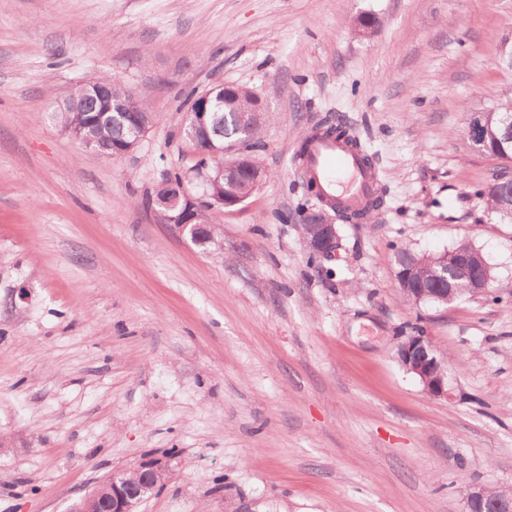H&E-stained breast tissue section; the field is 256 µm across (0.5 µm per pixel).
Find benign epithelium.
Segmentation results:
<instances>
[{"mask_svg": "<svg viewBox=\"0 0 512 512\" xmlns=\"http://www.w3.org/2000/svg\"><path fill=\"white\" fill-rule=\"evenodd\" d=\"M98 98L100 107L113 112L119 135L112 143V157H121L137 148L146 138L153 117L140 106L134 95L116 97L112 88L101 85L97 80L87 81L66 98V105L73 108L88 96ZM198 106L203 109L188 132L196 140L208 135L206 110L217 102L215 92L208 89L196 95ZM252 103L237 119L238 127L246 132L258 126L260 114L267 111L264 100L251 93ZM492 113H476L471 119L467 138L471 147L482 154L507 157L512 151V108L497 113V133L490 140L487 130L488 118ZM218 173L224 182L235 184L245 181L250 192H255L263 183L265 171L250 154L239 152L231 159L220 163ZM500 204L498 210L504 216L512 217V181L497 183ZM201 196H196L184 185L172 187L160 181L151 194L149 211L179 233L199 243L214 235L208 225L196 223L201 205ZM314 220L303 225L304 239L309 253L321 260H334L340 248V238L334 219L325 209L312 211ZM396 277L405 300L419 305L430 300L439 304L461 292L471 296L486 294L492 281L491 269L482 252L475 248L452 249L438 256L437 269L431 276L420 274V260L414 255L399 258ZM397 358L403 368L414 374L425 392L434 398H448V363L439 356L430 337L425 335L406 336L397 348ZM170 462L163 459L143 461L131 470L112 472L102 480L95 490L74 504L71 512H135L138 504L156 493L169 471ZM465 512H512V498L493 497L489 489L474 485L466 495Z\"/></svg>", "mask_w": 512, "mask_h": 512, "instance_id": "benign-epithelium-1", "label": "benign epithelium"}]
</instances>
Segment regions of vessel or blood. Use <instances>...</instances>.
<instances>
[{
    "label": "vessel or blood",
    "mask_w": 512,
    "mask_h": 512,
    "mask_svg": "<svg viewBox=\"0 0 512 512\" xmlns=\"http://www.w3.org/2000/svg\"><path fill=\"white\" fill-rule=\"evenodd\" d=\"M302 171L325 200L346 210L362 209L377 191L375 169L365 167L343 140L318 129L306 136Z\"/></svg>",
    "instance_id": "b4317fda"
}]
</instances>
